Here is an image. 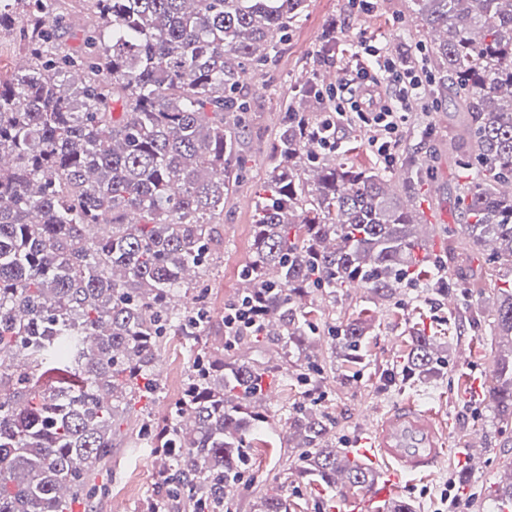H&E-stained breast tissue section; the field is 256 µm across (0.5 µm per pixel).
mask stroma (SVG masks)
<instances>
[{
  "label": "stroma",
  "instance_id": "obj_1",
  "mask_svg": "<svg viewBox=\"0 0 512 512\" xmlns=\"http://www.w3.org/2000/svg\"><path fill=\"white\" fill-rule=\"evenodd\" d=\"M373 3L372 12L366 14L355 9L351 0H307L286 42L266 64L247 74L246 90L251 99L248 170L224 203V221L217 226L222 243L214 266L202 277L210 335H221L224 305L234 296L239 273L251 255L253 200L267 174L265 157L307 77L322 80L329 72L349 67L364 39H377L404 55L429 49L428 40L411 17L410 0ZM94 12L92 0H55L54 13L68 26L66 49L79 46ZM335 19L341 25L332 36L328 25ZM433 82L436 89L425 112L413 115L397 150L400 157L435 160L432 175L414 191L417 206L427 214L452 210L453 186L462 178L448 152V143L456 134L452 121L455 103L449 92L441 90V76H434ZM337 137L340 147L336 156L347 166H378L363 127L354 122L343 124ZM429 251L424 265L429 287L407 288L386 301L371 298L362 288H341L332 297L324 293L308 297L321 371L307 386L293 365L274 384L275 398L265 405L267 421L255 435L252 468L246 482L225 499L227 512H260L261 497L277 486L284 490L288 512H350L352 503L362 498L360 490L328 492L307 485L297 475L298 453L288 444V418L295 402L306 401L311 386L317 389L319 409L333 422L330 436L340 448L354 447L362 437L363 417L370 410L410 399L433 408L450 436L453 452L430 473L414 478L402 490V497L415 505L416 512H438L442 486L452 479L456 493L469 499L473 512H497L493 493L512 476V424L502 425L487 398L491 380L484 372L496 365L493 288L471 289L482 258L464 248L450 251L445 233L433 234ZM358 317L367 319L371 329L357 371L349 374L335 355V333ZM420 330L435 337L448 360L443 379L421 383L402 369L397 353ZM185 346V337L166 339L157 355L160 393L153 401L133 404L122 415L112 463L97 479L103 491L90 504L74 505V512H144L145 501L159 497L153 451L145 444L134 445L130 434L144 417L162 420L163 406L181 395L190 367ZM474 430L485 435V466L479 471L470 470L454 452Z\"/></svg>",
  "mask_w": 512,
  "mask_h": 512
}]
</instances>
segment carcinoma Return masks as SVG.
<instances>
[{"instance_id":"carcinoma-1","label":"carcinoma","mask_w":512,"mask_h":512,"mask_svg":"<svg viewBox=\"0 0 512 512\" xmlns=\"http://www.w3.org/2000/svg\"><path fill=\"white\" fill-rule=\"evenodd\" d=\"M306 0H94L99 26L77 50L59 49L64 23L53 0H0V27L26 17L27 65L0 80V512H70L112 459L123 407L154 398L163 337L191 342L194 372L160 422L136 435L154 448L165 496L183 509L218 512L250 463L266 422L254 395L294 358L315 370L305 310L317 288L355 283L387 300L428 271L413 196L388 193L384 168L355 170L321 157L303 90L267 156L254 199L252 258L233 299L259 298L255 336L211 341L205 294L186 273L213 262L214 224L243 179L249 68L285 40ZM430 45L429 68L448 73L463 114L451 142L469 180L456 184L458 223L486 254L496 282L499 342L489 388L512 421V0H410ZM408 187L428 176L405 163ZM369 326L337 334L353 363ZM270 336L280 362L248 360ZM406 372L441 378L445 358L418 333L400 351ZM299 476L324 490L336 473L368 489L374 470L328 440V416L291 413ZM262 512H287L280 493Z\"/></svg>"}]
</instances>
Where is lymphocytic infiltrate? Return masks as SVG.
I'll return each mask as SVG.
<instances>
[{
  "mask_svg": "<svg viewBox=\"0 0 512 512\" xmlns=\"http://www.w3.org/2000/svg\"><path fill=\"white\" fill-rule=\"evenodd\" d=\"M427 81L426 72L414 69L382 43L362 41L348 74L335 85L317 90L325 104L317 125L322 132L319 146L338 150V127L355 118L368 127L374 154L392 165L410 116L425 99Z\"/></svg>",
  "mask_w": 512,
  "mask_h": 512,
  "instance_id": "f902f5d3",
  "label": "lymphocytic infiltrate"
}]
</instances>
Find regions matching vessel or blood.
<instances>
[{
	"instance_id": "b4317fda",
	"label": "vessel or blood",
	"mask_w": 512,
	"mask_h": 512,
	"mask_svg": "<svg viewBox=\"0 0 512 512\" xmlns=\"http://www.w3.org/2000/svg\"><path fill=\"white\" fill-rule=\"evenodd\" d=\"M368 445L359 456L384 464L386 478L374 483L360 512H370L375 503L386 501L403 480L437 467L448 452V442L439 415L413 401L387 409L367 432Z\"/></svg>"
}]
</instances>
